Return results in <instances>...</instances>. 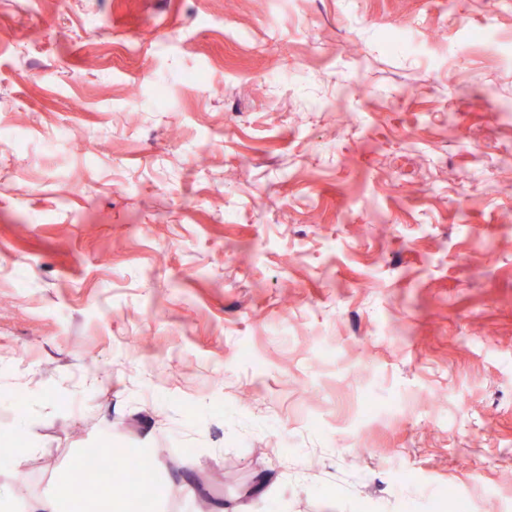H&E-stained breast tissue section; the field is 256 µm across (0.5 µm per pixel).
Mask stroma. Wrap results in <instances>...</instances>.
Masks as SVG:
<instances>
[{
	"label": "stroma",
	"instance_id": "obj_1",
	"mask_svg": "<svg viewBox=\"0 0 512 512\" xmlns=\"http://www.w3.org/2000/svg\"><path fill=\"white\" fill-rule=\"evenodd\" d=\"M225 3L0 0L16 512H512V0ZM104 464V460L101 457L95 456L90 457L79 463L73 468L70 475V488L79 489L82 488L88 478L97 471ZM34 512H71L79 511L77 501L61 493L41 496L35 505Z\"/></svg>",
	"mask_w": 512,
	"mask_h": 512
}]
</instances>
